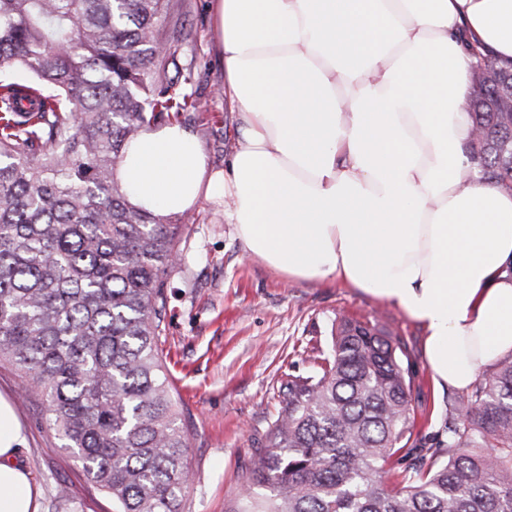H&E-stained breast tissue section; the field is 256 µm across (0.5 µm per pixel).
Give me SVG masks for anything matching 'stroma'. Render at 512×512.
Wrapping results in <instances>:
<instances>
[{"label":"stroma","mask_w":512,"mask_h":512,"mask_svg":"<svg viewBox=\"0 0 512 512\" xmlns=\"http://www.w3.org/2000/svg\"><path fill=\"white\" fill-rule=\"evenodd\" d=\"M161 26L192 101L186 129L210 170L223 169L237 140V115L224 104V58L216 46L211 0H173ZM185 230L183 263L167 281L161 336L169 380L190 437L186 462L194 482L183 512H233L290 379L312 375L329 350L338 319L385 326L406 348L413 380L411 416L423 436L443 430L452 390L435 384L425 359V332L398 307L340 281L286 278L245 256L234 225L202 199ZM0 395L11 402L27 441L15 461L42 490L40 512H112V498L89 484L61 448L44 408L25 394V376L0 364Z\"/></svg>","instance_id":"1"}]
</instances>
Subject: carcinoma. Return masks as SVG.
I'll return each instance as SVG.
<instances>
[{"label":"carcinoma","mask_w":512,"mask_h":512,"mask_svg":"<svg viewBox=\"0 0 512 512\" xmlns=\"http://www.w3.org/2000/svg\"><path fill=\"white\" fill-rule=\"evenodd\" d=\"M171 0H0V362L35 384L48 425L113 512H183L192 481L161 336L184 224L134 205L126 145L180 119L188 95L157 22ZM468 152L512 191V114L483 75ZM402 347L344 319L318 371L288 382L235 512H512V353L414 435ZM404 457L394 487L386 466Z\"/></svg>","instance_id":"cac0c4a2"}]
</instances>
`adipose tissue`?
Here are the masks:
<instances>
[{
  "label": "adipose tissue",
  "instance_id": "ef3b65f1",
  "mask_svg": "<svg viewBox=\"0 0 512 512\" xmlns=\"http://www.w3.org/2000/svg\"><path fill=\"white\" fill-rule=\"evenodd\" d=\"M223 171L176 123L127 145L117 176L160 214L206 198L246 256L341 281L426 332L437 385L459 392L512 351V191L480 180L460 104L478 57L512 66V0H213ZM0 398V512H40Z\"/></svg>",
  "mask_w": 512,
  "mask_h": 512
}]
</instances>
